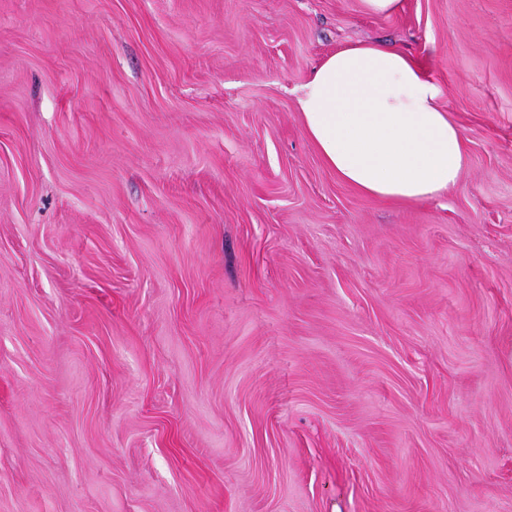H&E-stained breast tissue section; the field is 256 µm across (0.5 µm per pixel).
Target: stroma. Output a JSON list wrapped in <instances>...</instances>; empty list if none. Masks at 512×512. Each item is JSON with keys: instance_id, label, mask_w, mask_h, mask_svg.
<instances>
[{"instance_id": "1", "label": "stroma", "mask_w": 512, "mask_h": 512, "mask_svg": "<svg viewBox=\"0 0 512 512\" xmlns=\"http://www.w3.org/2000/svg\"><path fill=\"white\" fill-rule=\"evenodd\" d=\"M358 41L447 193L307 138ZM0 512H512V0H0ZM428 71L378 42L337 48L312 69L297 99L323 163L364 196L406 202L457 184L464 136Z\"/></svg>"}]
</instances>
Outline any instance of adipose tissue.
Segmentation results:
<instances>
[{
    "label": "adipose tissue",
    "mask_w": 512,
    "mask_h": 512,
    "mask_svg": "<svg viewBox=\"0 0 512 512\" xmlns=\"http://www.w3.org/2000/svg\"><path fill=\"white\" fill-rule=\"evenodd\" d=\"M440 97L411 54L361 42L324 56L297 104L306 136L339 180L368 197L420 202L457 184L466 163L462 130Z\"/></svg>",
    "instance_id": "ef3b65f1"
}]
</instances>
